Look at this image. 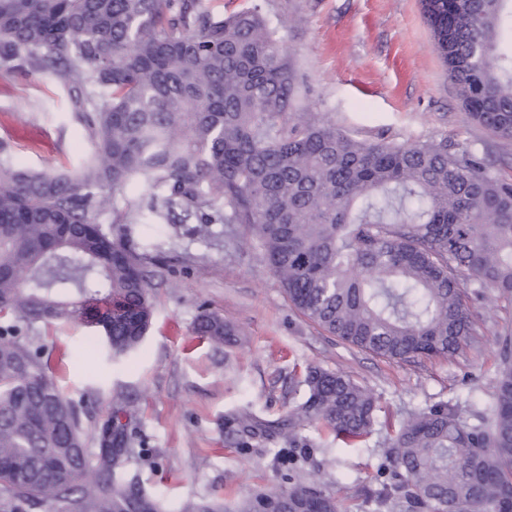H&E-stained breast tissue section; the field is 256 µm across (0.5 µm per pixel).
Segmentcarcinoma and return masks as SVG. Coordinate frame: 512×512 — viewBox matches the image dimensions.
Segmentation results:
<instances>
[{
	"instance_id": "1",
	"label": "carcinoma",
	"mask_w": 512,
	"mask_h": 512,
	"mask_svg": "<svg viewBox=\"0 0 512 512\" xmlns=\"http://www.w3.org/2000/svg\"><path fill=\"white\" fill-rule=\"evenodd\" d=\"M435 46L470 118L512 141V0H422ZM266 4L228 15L201 0H0V69L59 73L92 143L73 173L31 172L0 142V512H165L115 476L132 405L113 397L87 432L57 386L37 324L79 323L115 359L153 316L156 257L126 224L145 214L245 225L293 306L328 333L392 361L454 357L478 343L464 289L512 303V180L462 141L355 138L299 113L300 83ZM146 194L125 195L132 180ZM112 211V225L100 216ZM195 333L240 330L202 312ZM305 399L272 425L229 419L242 448L263 434L299 462L304 427L354 441L377 402L353 378L311 366ZM377 509L512 512V329L498 335L488 413L427 406L392 438ZM339 512L297 482L240 512Z\"/></svg>"
}]
</instances>
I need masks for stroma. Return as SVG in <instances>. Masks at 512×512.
<instances>
[{
	"label": "stroma",
	"mask_w": 512,
	"mask_h": 512,
	"mask_svg": "<svg viewBox=\"0 0 512 512\" xmlns=\"http://www.w3.org/2000/svg\"><path fill=\"white\" fill-rule=\"evenodd\" d=\"M270 17L289 21L286 46L304 85L300 111L320 113L357 138L464 141L492 170L512 176V141L468 118L420 0H271ZM81 133L57 74L0 70V141L9 142L17 164L74 170L90 150ZM129 230L157 258L149 269L154 315L140 350L112 364L85 347L82 326L43 327L39 336L63 396H91L87 428L107 419L115 394L132 400L136 453L119 475L164 498L170 512L203 499L237 505L292 479L334 494L341 512H374L360 490L377 487L390 440L414 412L445 402L471 422L485 411L497 377L496 337L512 327V305L493 291L465 297L482 327L478 344L453 359L398 363L343 342L295 309L244 225H214L206 240L190 223ZM205 309L242 329L234 346L196 335ZM310 366L367 387L379 405L370 432L345 443L323 426L306 428L310 446L293 471L281 461L288 450L281 439L237 447L228 417L282 418L303 400Z\"/></svg>",
	"instance_id": "stroma-1"
}]
</instances>
